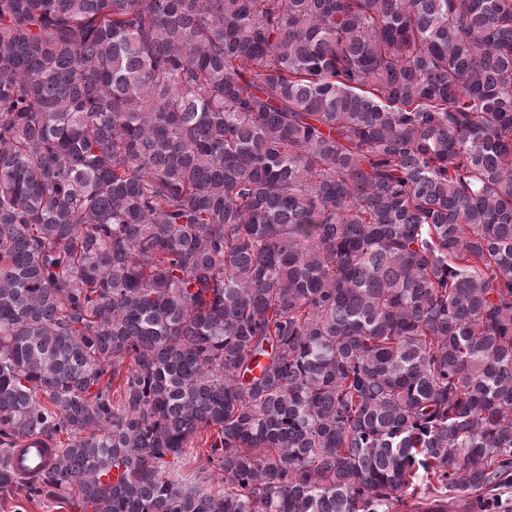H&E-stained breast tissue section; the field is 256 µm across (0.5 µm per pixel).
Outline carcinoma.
<instances>
[{
    "label": "carcinoma",
    "instance_id": "cac0c4a2",
    "mask_svg": "<svg viewBox=\"0 0 512 512\" xmlns=\"http://www.w3.org/2000/svg\"><path fill=\"white\" fill-rule=\"evenodd\" d=\"M35 434L92 512L512 479V0H0L1 494Z\"/></svg>",
    "mask_w": 512,
    "mask_h": 512
}]
</instances>
